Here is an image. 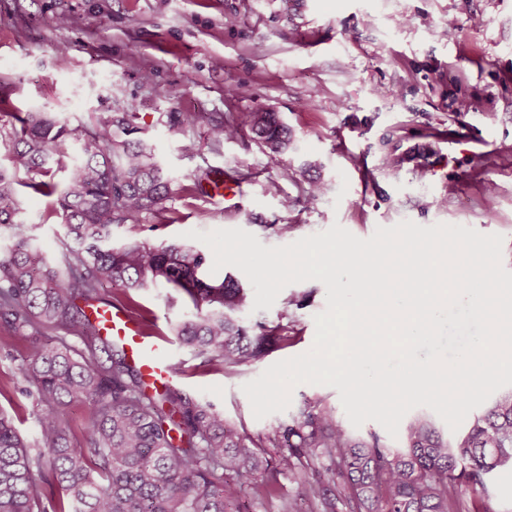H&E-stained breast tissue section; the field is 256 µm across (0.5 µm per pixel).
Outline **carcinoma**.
I'll return each mask as SVG.
<instances>
[{"label":"carcinoma","instance_id":"1","mask_svg":"<svg viewBox=\"0 0 512 512\" xmlns=\"http://www.w3.org/2000/svg\"><path fill=\"white\" fill-rule=\"evenodd\" d=\"M251 127L272 153L288 146V128L275 112H249ZM135 129L129 113L94 128L70 125L50 112L16 116L7 136L10 167H0V350L17 341L29 354L13 378L28 384L40 406L34 442L0 411V512H243L241 491L270 500L276 489L258 478L288 475L309 512H487L486 476L512 468V390L500 395L453 445L416 418L405 446L392 449L376 434L355 441L321 402H307L268 452L229 424L213 405L172 386L150 390L125 347L101 334L89 309L110 306L103 285L126 291L163 283L188 298L197 315L175 327L181 344L228 372L257 362L268 328L248 329L236 314L250 293L230 276L204 279L208 256L182 243L112 244V226L151 213L168 220L170 179ZM67 173L62 191L46 179ZM42 179H36V176ZM57 195L65 237L53 257L17 222L18 187ZM78 340L72 345L68 338ZM91 404L82 435L66 407ZM322 460L337 470L329 488L308 469ZM57 487V500L45 488Z\"/></svg>","mask_w":512,"mask_h":512}]
</instances>
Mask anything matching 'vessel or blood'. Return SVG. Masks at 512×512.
<instances>
[{"label": "vessel or blood", "mask_w": 512, "mask_h": 512, "mask_svg": "<svg viewBox=\"0 0 512 512\" xmlns=\"http://www.w3.org/2000/svg\"><path fill=\"white\" fill-rule=\"evenodd\" d=\"M92 317L104 335L122 342L131 351L147 385L171 382V372L159 344L146 335L138 321L117 308L98 309Z\"/></svg>", "instance_id": "obj_1"}]
</instances>
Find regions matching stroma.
I'll list each match as a JSON object with an SVG mask.
<instances>
[{
  "instance_id": "obj_1",
  "label": "stroma",
  "mask_w": 512,
  "mask_h": 512,
  "mask_svg": "<svg viewBox=\"0 0 512 512\" xmlns=\"http://www.w3.org/2000/svg\"><path fill=\"white\" fill-rule=\"evenodd\" d=\"M129 108L171 180L170 220L142 214L113 227V244L240 228L285 246L336 223L366 239L410 220L501 235L512 272V0H0V129L18 112L91 127ZM246 112L278 113L288 150L270 154L240 125ZM186 113L195 117L188 127ZM220 123L238 130L216 150L210 129ZM203 171L245 178L230 199H211L195 186ZM313 181L323 191L312 200ZM55 207V197L20 188L17 219L49 255L64 235ZM282 224L293 232L280 234ZM105 296L143 307L180 368L173 386L251 435L273 437L319 400L354 438L374 433L403 447L378 422L352 426L327 385H299L287 410L254 417L242 387L312 348L314 317L326 308L320 281L290 284L271 308L240 314L277 339L233 374L180 345L174 327L195 309L169 303L164 286L127 298L109 285ZM26 356L21 344L0 352V410L30 441L37 409L12 382Z\"/></svg>"
}]
</instances>
